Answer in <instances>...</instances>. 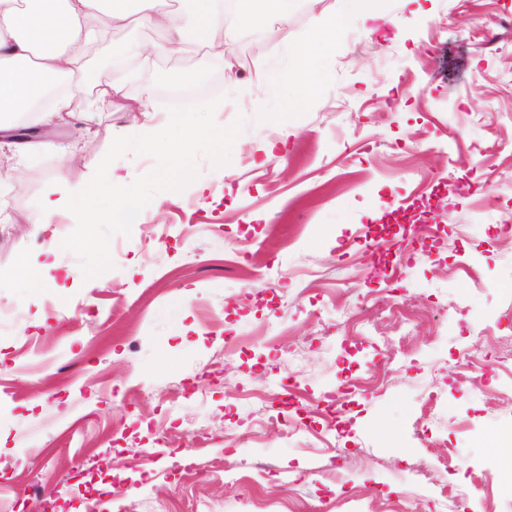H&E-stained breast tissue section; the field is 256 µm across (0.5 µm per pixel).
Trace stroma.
I'll list each match as a JSON object with an SVG mask.
<instances>
[{"mask_svg": "<svg viewBox=\"0 0 512 512\" xmlns=\"http://www.w3.org/2000/svg\"><path fill=\"white\" fill-rule=\"evenodd\" d=\"M339 6L296 0L236 27L214 82L177 99L122 78L89 110L97 138L71 124L38 150L0 148V308L25 310L0 329V512L43 498L53 512H446V487L468 512H512L494 464L512 429V0H374L375 18L337 32L319 96L271 92L257 66L287 72ZM215 97L219 125L247 119L229 163L200 160L195 181L156 194L112 237L104 280H85L61 246L74 216L30 223L39 200L86 184L113 137L174 101ZM382 259L400 262L402 327L344 290L355 275L384 287ZM387 356L342 432L270 423L281 380L339 392ZM256 388L263 401L239 402ZM106 453L109 488L83 499L71 470ZM185 456L201 477L175 475Z\"/></svg>", "mask_w": 512, "mask_h": 512, "instance_id": "obj_1", "label": "stroma"}]
</instances>
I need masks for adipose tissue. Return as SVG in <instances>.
Segmentation results:
<instances>
[{"mask_svg":"<svg viewBox=\"0 0 512 512\" xmlns=\"http://www.w3.org/2000/svg\"><path fill=\"white\" fill-rule=\"evenodd\" d=\"M0 0V132L9 133L14 116L31 112L36 124L69 123L73 103L91 75L86 69L89 47L104 40L117 24L148 23L171 27L170 0ZM223 0H192V29L198 45L208 47L223 30ZM325 46L288 57L289 80H302L306 94L323 82ZM63 82L66 89L49 106L38 107L45 94L43 77Z\"/></svg>","mask_w":512,"mask_h":512,"instance_id":"1","label":"adipose tissue"}]
</instances>
